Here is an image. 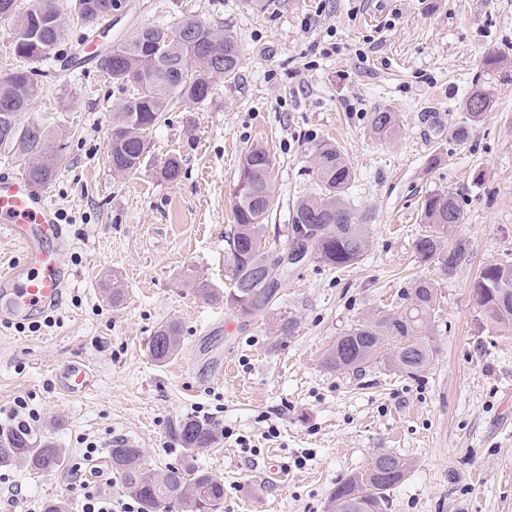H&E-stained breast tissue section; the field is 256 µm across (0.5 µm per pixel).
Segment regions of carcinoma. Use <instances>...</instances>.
<instances>
[{"mask_svg":"<svg viewBox=\"0 0 512 512\" xmlns=\"http://www.w3.org/2000/svg\"><path fill=\"white\" fill-rule=\"evenodd\" d=\"M42 0H31L24 11L5 15L0 23L13 34L16 65L0 75V149L20 157L24 172L35 186L50 184L57 175L56 156L49 145L51 134L44 125L23 119L40 87L29 79L32 64L46 58L65 40V21L58 17L40 32L44 52L32 48L34 12ZM111 0H71V8L81 26L98 29L110 15ZM240 64L235 37L218 34L194 17L175 27L152 26L136 30L112 46V55H99L104 74L130 90L128 97L112 112L110 151L113 171L130 173L142 166L148 152V136L172 104H201L214 93V86L237 75ZM493 107L481 86L473 87L464 100V124L456 137L463 141L472 125L479 123ZM371 132L391 139L398 132L393 112L370 113ZM273 159L266 148H245L233 189L234 229L227 237L225 258L231 279L230 288L220 294L205 283L197 290L207 300L223 302L236 316L247 322L272 307L286 275L276 253L261 245L264 221L272 203L270 174ZM316 179L323 186L320 197L300 200L287 225L285 245L297 231L307 248V259L328 267L356 263L369 248L366 218L355 213L347 191L356 173L340 148L322 143L314 150ZM161 177L175 182L181 164L171 155L160 168ZM422 223L428 230L414 242L418 262L434 264L449 274L467 254L465 242L454 235L464 220L462 202L453 193H434L425 197ZM476 304L500 322H512V263L485 265L472 286ZM407 304L399 310L379 311L359 322L336 341L323 355V365L333 372L355 371L362 365L383 358L389 365L409 374L423 371L433 358L430 333L436 307L433 285L420 280L406 294ZM181 327L167 321L154 331L148 344L151 358L158 364L168 361L180 345ZM392 344L389 352L381 349ZM170 435L185 451V462L151 472L144 467L143 449L131 441H118L110 450L112 470L119 474L128 495L138 500L141 512H164L178 506L184 512H217L224 502V481L195 465V454L219 441L215 428L194 416L177 418L170 424ZM21 463L34 474L55 471L64 465L60 449L50 442H35L30 436L0 433V467ZM409 463L396 454L375 457L369 468L336 484L330 493L326 512H383L388 495L404 479Z\"/></svg>","mask_w":512,"mask_h":512,"instance_id":"obj_1","label":"carcinoma"}]
</instances>
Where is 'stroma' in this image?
Segmentation results:
<instances>
[{"mask_svg": "<svg viewBox=\"0 0 512 512\" xmlns=\"http://www.w3.org/2000/svg\"><path fill=\"white\" fill-rule=\"evenodd\" d=\"M192 16L232 32L241 64L210 100L165 115L145 164L126 175L109 159L113 110L125 98L97 65H70L84 30L36 64L41 87L26 119L57 137L58 176L46 187L65 226L69 272L38 328L0 320V413L26 400L33 439L55 442L65 463L50 474L7 467L0 512H44L50 499L80 512L73 467L86 440L124 496L108 452L134 440L147 468L179 464L169 424L206 414L224 433L196 463L224 481L220 512H324L336 484L390 452L411 469L386 512H512V324L494 321L471 288L489 263L512 261V0H124L112 40ZM475 85L493 107L466 141L454 138ZM395 112L399 134L375 137L368 115ZM336 143L357 177L348 199L367 218L370 247L347 267L291 269L277 302L249 323L200 300V279L228 288L226 237L242 149L267 146L273 204L262 241L280 249L295 202L319 192L312 151ZM178 181L160 176L168 156ZM464 201L456 229L468 257L451 274L419 263L414 241L425 196ZM436 289L434 357L410 377L385 362L336 373L322 355L369 312L401 308L412 281ZM126 300L112 307V283ZM296 331L278 337L281 316ZM179 322V353L147 352L156 327ZM91 373L68 393L59 371ZM286 477L271 481L268 469ZM22 489L9 504L8 485Z\"/></svg>", "mask_w": 512, "mask_h": 512, "instance_id": "obj_1", "label": "stroma"}]
</instances>
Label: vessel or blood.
<instances>
[{
  "label": "vessel or blood",
  "instance_id": "b4317fda",
  "mask_svg": "<svg viewBox=\"0 0 512 512\" xmlns=\"http://www.w3.org/2000/svg\"><path fill=\"white\" fill-rule=\"evenodd\" d=\"M0 226L21 247L20 260L0 273V308L29 315L55 304L69 277L60 250L64 226L43 192L23 173L0 176ZM89 377L84 365L73 363L63 373V385L78 393Z\"/></svg>",
  "mask_w": 512,
  "mask_h": 512
}]
</instances>
